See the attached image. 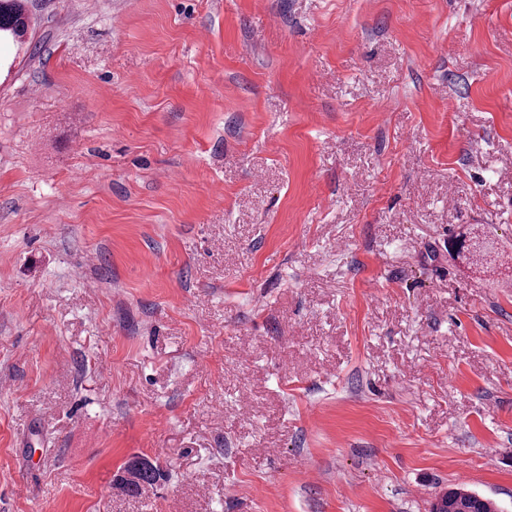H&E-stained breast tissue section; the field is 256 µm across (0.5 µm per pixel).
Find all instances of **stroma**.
Instances as JSON below:
<instances>
[{"mask_svg": "<svg viewBox=\"0 0 512 512\" xmlns=\"http://www.w3.org/2000/svg\"><path fill=\"white\" fill-rule=\"evenodd\" d=\"M29 6L0 512H512V0ZM466 233L464 232L459 235L453 242H452V249L457 255V257L464 258L465 261L471 266H474L476 269H488L487 266L488 261L486 256L489 253L488 250L482 252V253H473L468 250V247L465 244L466 239ZM486 265V266H485ZM123 470L127 477H121L119 485L129 495L140 494L145 486L155 485L163 476L157 464L137 454L129 457ZM433 512H498L489 498L463 489H450L433 505Z\"/></svg>", "mask_w": 512, "mask_h": 512, "instance_id": "1", "label": "stroma"}]
</instances>
